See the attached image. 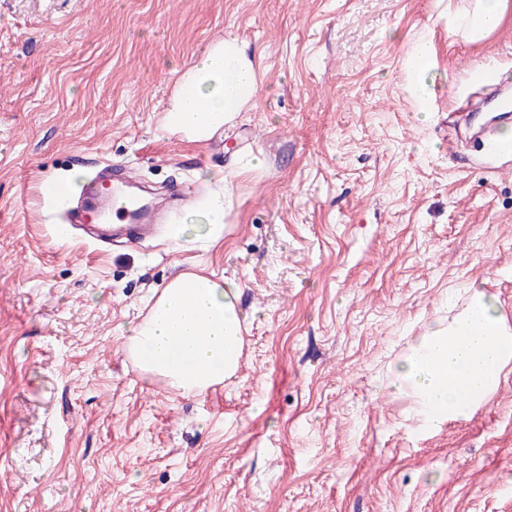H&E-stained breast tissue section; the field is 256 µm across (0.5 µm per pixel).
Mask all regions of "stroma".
Masks as SVG:
<instances>
[{"label": "stroma", "instance_id": "35a3bbf8", "mask_svg": "<svg viewBox=\"0 0 512 512\" xmlns=\"http://www.w3.org/2000/svg\"><path fill=\"white\" fill-rule=\"evenodd\" d=\"M469 4L0 0V512H512V372L419 431L387 371L449 290L512 315V157L480 167L512 4L476 42L448 33ZM427 29L422 118L403 61ZM228 32L258 99L207 141L167 134L178 70ZM107 163L223 193V238L58 235L68 201L40 185ZM183 272L237 283L246 324L237 380L199 396L124 344Z\"/></svg>", "mask_w": 512, "mask_h": 512}]
</instances>
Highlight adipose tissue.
Returning a JSON list of instances; mask_svg holds the SVG:
<instances>
[{
  "label": "adipose tissue",
  "instance_id": "1",
  "mask_svg": "<svg viewBox=\"0 0 512 512\" xmlns=\"http://www.w3.org/2000/svg\"><path fill=\"white\" fill-rule=\"evenodd\" d=\"M406 91L418 112L429 110L424 78L435 67L430 38L412 41L404 57ZM259 82L246 44L233 33L215 43L181 74L164 129L205 141L258 96ZM234 282L182 273L155 290L147 316L125 345L139 373L183 395H201L236 379L244 349L243 316ZM446 315L403 337L389 363L395 392L410 402L418 428L466 420L500 386L512 365V323L493 296L470 286L465 300L448 297Z\"/></svg>",
  "mask_w": 512,
  "mask_h": 512
}]
</instances>
